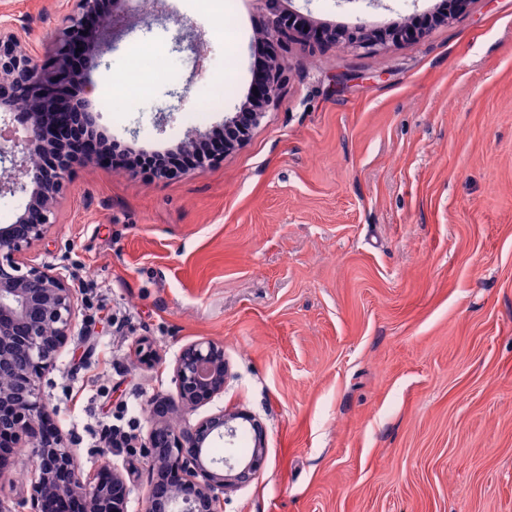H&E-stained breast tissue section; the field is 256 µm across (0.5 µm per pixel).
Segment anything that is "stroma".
I'll use <instances>...</instances> for the list:
<instances>
[{"label":"stroma","mask_w":512,"mask_h":512,"mask_svg":"<svg viewBox=\"0 0 512 512\" xmlns=\"http://www.w3.org/2000/svg\"><path fill=\"white\" fill-rule=\"evenodd\" d=\"M440 0H292L316 24L385 28ZM103 61L87 57L96 132L175 152L218 132L255 70L258 31L281 0H169ZM239 21L224 38L220 18ZM66 0H0L52 60ZM196 27L197 48L175 38ZM166 44L152 94L122 115L112 77ZM234 55L233 83L224 59ZM223 96L222 111L208 109ZM33 263L70 248L76 326L40 378L82 472L126 477L127 512L152 479L156 401L176 395L183 346H224L220 409L259 421L266 456L224 512H512V0H471L419 39L353 52L292 38L288 70L248 143L205 173L157 179L74 164Z\"/></svg>","instance_id":"35a3bbf8"}]
</instances>
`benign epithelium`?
<instances>
[{
	"mask_svg": "<svg viewBox=\"0 0 512 512\" xmlns=\"http://www.w3.org/2000/svg\"><path fill=\"white\" fill-rule=\"evenodd\" d=\"M75 10L67 15L60 35V53L49 67L39 66L23 23L0 22V102L11 104L28 101L24 112V139L0 140V162L8 161L13 178L0 182V196L20 194L27 197L13 223L0 226V435L8 433L11 447L27 448L33 467L29 480L30 512H49L52 500L64 494L80 496L88 512H126V498L116 496L114 489L124 487L122 472L112 468L108 480L83 478L72 452L73 440L59 433L53 442L41 438L39 422L45 411L37 382L41 371L68 342L75 323L77 304L73 264L67 254L55 262L29 263L31 246L45 238L56 221V205L69 176L70 166L61 162L66 147L50 140L45 133L47 113L32 94L52 87L67 75L64 61L75 52L72 36L89 20H96L101 33L116 32L127 27L125 0H112V12L103 15L99 0H73ZM315 41L329 40L341 49L358 50L381 47L387 41L372 35L363 26L350 29L316 30L303 27L295 17L274 16L267 20L258 40L266 44L286 45L288 36ZM288 69V58L271 62L268 92L262 97L250 95L242 109L251 115L256 127L272 102V97ZM206 133H197L180 145L182 152H195L193 171L202 174L213 165L215 157L201 151ZM22 144L21 154L14 145ZM227 368L224 347L210 340H197L184 346L174 365L177 387L175 405L189 413L211 398L224 393ZM238 418H248L239 411L219 410L174 431L162 416L150 419V428L142 447L152 460L153 470L167 467L178 460L182 483L159 493L151 485L146 496L145 512H223L224 491L250 481L265 455L261 427L252 423L256 441L252 456L246 462L234 454L222 457L212 454L215 440L231 445L237 436L232 425Z\"/></svg>",
	"mask_w": 512,
	"mask_h": 512,
	"instance_id": "benign-epithelium-1",
	"label": "benign epithelium"
}]
</instances>
